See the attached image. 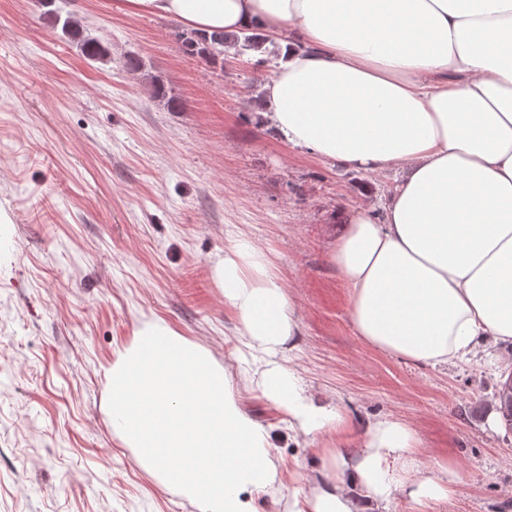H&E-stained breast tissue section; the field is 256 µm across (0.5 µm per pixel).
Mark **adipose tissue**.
Returning a JSON list of instances; mask_svg holds the SVG:
<instances>
[{
	"instance_id": "ef3b65f1",
	"label": "adipose tissue",
	"mask_w": 512,
	"mask_h": 512,
	"mask_svg": "<svg viewBox=\"0 0 512 512\" xmlns=\"http://www.w3.org/2000/svg\"><path fill=\"white\" fill-rule=\"evenodd\" d=\"M207 35L258 28L280 51L262 86L295 147L363 172L405 168L382 211L336 226L330 259L357 336L415 363L474 357L512 341V0H121ZM252 358L259 396L310 436L345 418L316 403L297 363L294 302L265 251L228 240L214 268ZM401 420L368 421L337 449L334 479L295 483L288 512H417L451 493L414 458Z\"/></svg>"
}]
</instances>
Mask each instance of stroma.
I'll use <instances>...</instances> for the list:
<instances>
[{"mask_svg":"<svg viewBox=\"0 0 512 512\" xmlns=\"http://www.w3.org/2000/svg\"><path fill=\"white\" fill-rule=\"evenodd\" d=\"M108 46L88 59L41 0H0V512H200L112 431L106 373L162 319L229 364V389L266 428L284 512L288 474L331 478L336 448L368 421L413 430L419 465L447 482L430 512H512V428L493 423L512 346L448 367L389 355L355 335L330 260L335 214L385 201L404 173L352 171L288 144L263 114L275 63L184 53L177 22L118 0H57ZM144 67L126 70L127 56ZM162 78L178 100L154 98ZM246 236L295 301L305 389L337 406L341 433L289 439L247 390L230 305L212 277Z\"/></svg>","mask_w":512,"mask_h":512,"instance_id":"stroma-1","label":"stroma"}]
</instances>
